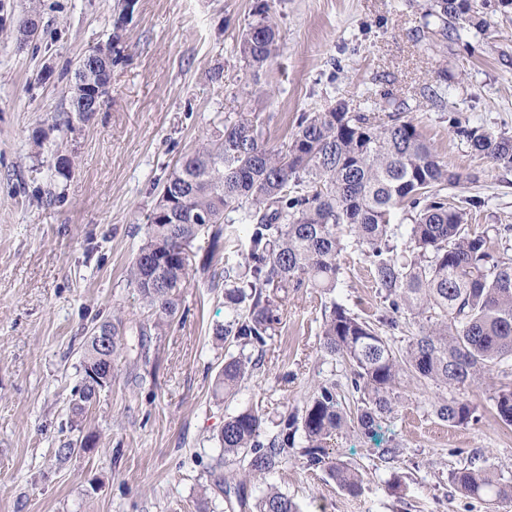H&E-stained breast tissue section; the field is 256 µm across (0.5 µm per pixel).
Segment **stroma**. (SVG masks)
Instances as JSON below:
<instances>
[{
  "label": "stroma",
  "instance_id": "35a3bbf8",
  "mask_svg": "<svg viewBox=\"0 0 512 512\" xmlns=\"http://www.w3.org/2000/svg\"><path fill=\"white\" fill-rule=\"evenodd\" d=\"M256 0H137L117 45L110 94L88 120L72 118L67 87L78 58L106 41L115 0H0V512H239L220 486L237 462L222 463L218 435L227 416L256 408L272 435L318 382H335L344 403L349 366L320 349L324 307L337 301L378 321L386 303L363 248L349 246L333 295L289 290L282 321L261 348L228 347L213 330L224 323V282L193 275L174 322L137 357L147 316L126 267L147 216L176 161L212 139L225 117L258 118L279 148L300 114L345 101L387 121L393 91L460 185L449 202L487 233L494 253L512 258V169L488 162L459 137L453 120L512 136V14L486 7L489 31L459 30L452 40L421 36L429 0H274L280 54L253 84L239 52ZM40 17L38 38L23 41L18 19ZM222 68L223 81L210 80ZM447 71V80L437 77ZM434 90L429 102L424 90ZM72 161L69 177L54 168ZM119 314L130 349L110 389L81 422L72 390L89 330ZM256 362L234 397L215 392L228 355ZM493 376L475 391L482 418L453 427L434 404L444 389L408 383L394 416L376 437L349 431L334 453L364 478L357 496L322 469L289 455L267 486L301 512H488L462 497L449 474L481 453L512 477V426L502 425ZM95 434L94 450L58 457L63 443ZM398 490H389L393 478Z\"/></svg>",
  "mask_w": 512,
  "mask_h": 512
}]
</instances>
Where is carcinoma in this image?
<instances>
[{"instance_id":"obj_1","label":"carcinoma","mask_w":512,"mask_h":512,"mask_svg":"<svg viewBox=\"0 0 512 512\" xmlns=\"http://www.w3.org/2000/svg\"><path fill=\"white\" fill-rule=\"evenodd\" d=\"M129 0L112 20L105 44L84 53L68 88L70 111L86 119L104 104L105 86ZM269 0H260L241 39L240 54L252 77L266 69L278 47L279 31ZM425 26L451 40L466 26L488 30L490 22L475 0H432ZM39 19L23 14L18 32L30 40L39 34ZM470 149L491 163L512 168V136L462 126L453 121ZM462 174L452 169L419 132L399 117L375 124L345 103L325 112L302 114L281 148H271L256 125L224 118L212 143L182 157L164 183L146 224L145 238L127 270V284L148 310L151 323L139 335L161 331L178 310L181 289L190 271H210L226 225L239 223L249 246L242 261L224 265V307L231 318L216 326V340L228 345L262 346L281 323L272 294L288 288L334 292L340 256L353 243L367 249L375 282L389 301L390 314L374 326L331 300L324 309L320 349L350 366L348 387L358 395L356 415L347 421L336 384H320L306 405L288 413L279 432L261 440L263 417L247 408L224 420L219 442L224 459L241 458L245 468L224 480V494L245 505L247 482L274 472L303 438L301 456L310 467L323 468L350 495L361 491L356 469L331 455L336 436L353 426L372 432L377 420L393 413L402 384L411 379L447 389L452 397L435 405L437 417L466 427L480 420L479 407L466 395L486 377L508 375L512 360V259H498L481 232L469 228L466 213L448 203L450 187ZM411 221L410 254L394 253V217ZM208 236L210 250L202 264L190 268L189 248ZM408 316L407 345L396 351L380 326L400 327ZM117 323L93 327L81 360V379L70 411L83 416L100 393L112 386L116 358L127 349ZM110 346L97 348L103 330ZM247 358L224 359L216 387L237 393L251 375ZM499 420L512 425V388L493 397ZM448 481L461 495L492 506L512 499V482L491 468L469 465L452 471ZM254 512H300L293 498L269 485Z\"/></svg>"}]
</instances>
